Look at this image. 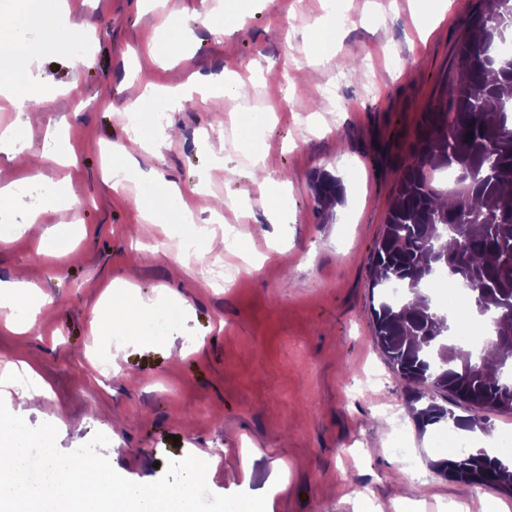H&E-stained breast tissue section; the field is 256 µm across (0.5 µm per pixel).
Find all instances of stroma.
Wrapping results in <instances>:
<instances>
[{"instance_id": "stroma-1", "label": "stroma", "mask_w": 512, "mask_h": 512, "mask_svg": "<svg viewBox=\"0 0 512 512\" xmlns=\"http://www.w3.org/2000/svg\"><path fill=\"white\" fill-rule=\"evenodd\" d=\"M219 6L169 0L161 11L148 0H87L68 24L92 20V42L58 46L22 24L0 34L37 48L38 77L60 89L21 106L0 97V127H27V152L77 158L36 177L0 154V187L14 184L22 222L0 242V282L21 275L52 298L50 315H22L25 332L0 323V367L25 360L48 395L29 401L11 389L0 399L29 425L53 424L63 452L103 432L102 455L137 483L192 454L215 459L207 484L223 495L264 493L284 464L286 488L273 512H354L364 492L387 512H448L479 493L497 512H512L511 494L432 470L445 454L437 439L448 425L421 431L412 422L405 385L377 346L372 320L379 292L371 287V254L398 169L424 113L457 81L456 48L481 0H448L445 17L425 34L411 0H394L382 14L373 0H340L350 21L330 56L315 59L303 47L326 14L322 0H253L245 18L226 15L214 29L198 21ZM170 10L184 47L180 58L160 63L148 44L162 37ZM228 74L251 85L248 100L141 106L142 129L154 135L171 127L176 137L138 150L139 175L115 193L109 169L129 129L123 108L144 84ZM316 85L334 97L313 93ZM271 104L274 116L248 126ZM253 140L288 198L277 224L252 180ZM318 171L343 184L326 220L310 187ZM153 174L185 192L202 186L208 197L227 198L223 219L257 271L235 287H201L199 264L161 247L185 225L143 217L142 188ZM69 189L80 206L61 203ZM274 247L276 260L268 257ZM116 295L138 299L151 314L164 306L180 316L152 340L118 324L94 329L95 314L107 313ZM103 344L118 372L96 370ZM182 346L185 358L171 356ZM397 444L408 457L394 453Z\"/></svg>"}]
</instances>
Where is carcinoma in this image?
<instances>
[{
    "label": "carcinoma",
    "mask_w": 512,
    "mask_h": 512,
    "mask_svg": "<svg viewBox=\"0 0 512 512\" xmlns=\"http://www.w3.org/2000/svg\"><path fill=\"white\" fill-rule=\"evenodd\" d=\"M508 38L509 0H482L457 49L459 80L448 102L424 114L372 253V287L381 289L373 308L377 344L406 381L422 430L462 421L431 389L488 413L512 412V59L498 53ZM312 189L322 209L342 199L341 180L330 173L315 174ZM393 284L403 289L398 300L386 293ZM429 287L464 290L477 318L490 321L479 352L456 335ZM433 468L512 493V465L484 448Z\"/></svg>",
    "instance_id": "obj_1"
}]
</instances>
